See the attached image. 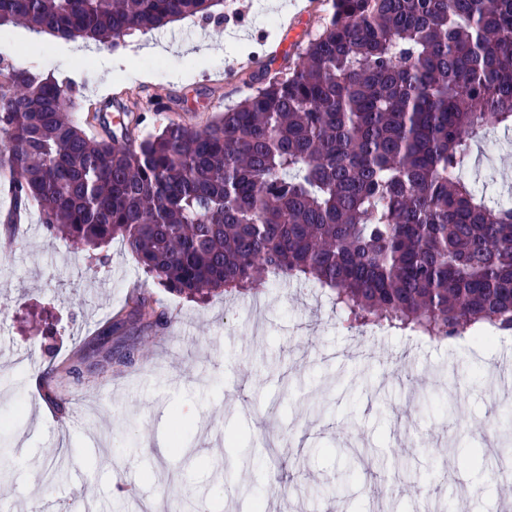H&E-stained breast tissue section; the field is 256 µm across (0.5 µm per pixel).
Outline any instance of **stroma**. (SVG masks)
<instances>
[{"mask_svg": "<svg viewBox=\"0 0 512 512\" xmlns=\"http://www.w3.org/2000/svg\"><path fill=\"white\" fill-rule=\"evenodd\" d=\"M224 0L233 23L192 18L125 36L118 48L0 31V55L78 85L111 117L136 93L139 133L170 120L203 125L251 91L252 55L296 58L321 31L331 0ZM162 109H155V102ZM468 177L487 199L512 194V129L476 143ZM106 265L49 237L38 210L17 239L0 236V421L13 449L0 500L10 512H63L85 496L97 512H130L132 490L151 512H256L254 491L284 483L263 512H501L494 479L512 461L511 396L490 397L492 370L508 343L440 345L395 330L373 337L371 357L311 281L269 279L259 297L263 335L243 314L251 298L175 295L148 278L120 241ZM145 291L166 322L142 328L147 358L123 375L52 385L49 365L90 341ZM69 400L58 415L49 387ZM194 408L181 445L207 465H178L153 446ZM370 466L349 476V457ZM421 495L405 496V486Z\"/></svg>", "mask_w": 512, "mask_h": 512, "instance_id": "1", "label": "stroma"}]
</instances>
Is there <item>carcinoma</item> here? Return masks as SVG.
Segmentation results:
<instances>
[{
    "label": "carcinoma",
    "mask_w": 512,
    "mask_h": 512,
    "mask_svg": "<svg viewBox=\"0 0 512 512\" xmlns=\"http://www.w3.org/2000/svg\"><path fill=\"white\" fill-rule=\"evenodd\" d=\"M212 0H0L24 25L107 49L135 31L214 14ZM74 86L0 57V172L13 209L87 248L121 240L159 285L205 300L255 294L263 275L313 280L351 327L443 341L512 331V204L465 176L472 143L512 127V0H332L294 65L263 71L238 106L195 127L90 137ZM127 311L48 369L120 374Z\"/></svg>",
    "instance_id": "1"
}]
</instances>
